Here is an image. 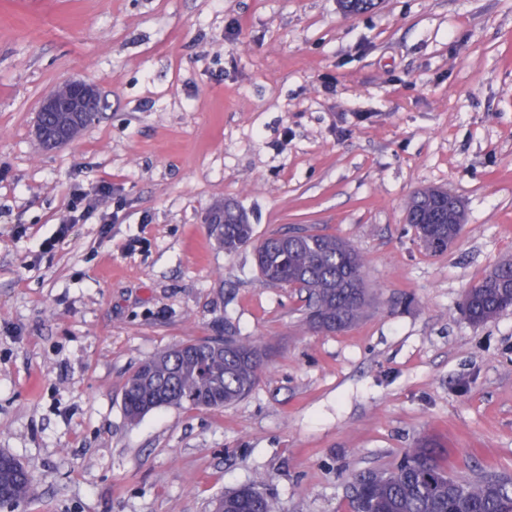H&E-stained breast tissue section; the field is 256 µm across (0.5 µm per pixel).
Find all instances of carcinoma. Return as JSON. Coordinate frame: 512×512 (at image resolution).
Here are the masks:
<instances>
[{
  "mask_svg": "<svg viewBox=\"0 0 512 512\" xmlns=\"http://www.w3.org/2000/svg\"><path fill=\"white\" fill-rule=\"evenodd\" d=\"M408 223L431 254H441L461 235L466 214L458 199L437 213L434 189L410 199ZM224 232L217 241L232 253L252 239V225L231 205L215 212ZM255 246L264 281L293 284L307 297V322L325 331L351 326L369 305L361 278L363 263L352 246L336 235L293 231ZM512 308V259L497 263L474 288L466 306L469 320L484 324ZM265 353L234 336L193 340L143 361L128 378L123 408L131 422L163 407L223 408L248 395L257 383ZM31 470L21 465L0 472V491L18 505L34 492ZM350 507L357 512H512V478L484 472L473 479L455 476L448 458L425 442L411 449L391 472L353 476ZM213 512H275L270 495L259 486H242L218 499Z\"/></svg>",
  "mask_w": 512,
  "mask_h": 512,
  "instance_id": "carcinoma-1",
  "label": "carcinoma"
}]
</instances>
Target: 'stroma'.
Masks as SVG:
<instances>
[{
    "mask_svg": "<svg viewBox=\"0 0 512 512\" xmlns=\"http://www.w3.org/2000/svg\"><path fill=\"white\" fill-rule=\"evenodd\" d=\"M68 79L101 112L47 150L37 107ZM427 187L465 206L441 255L405 220ZM228 202L254 230L234 253L210 233ZM299 228L364 261L345 330L261 279L255 243ZM504 258L512 0H0V451L36 483L16 512H210L250 484L350 512L353 474L425 440L457 476H512V308L460 310ZM230 335L267 352L248 396L127 420L142 360Z\"/></svg>",
    "mask_w": 512,
    "mask_h": 512,
    "instance_id": "obj_1",
    "label": "stroma"
}]
</instances>
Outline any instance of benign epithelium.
Returning a JSON list of instances; mask_svg holds the SVG:
<instances>
[{
  "mask_svg": "<svg viewBox=\"0 0 512 512\" xmlns=\"http://www.w3.org/2000/svg\"><path fill=\"white\" fill-rule=\"evenodd\" d=\"M68 85V97L61 98L52 92L43 98L39 106L35 132L38 139L49 149L70 143L71 137L66 126L48 127L43 124L41 116L47 112H65L70 114L71 121L88 125L98 110V91L92 85L80 80H70Z\"/></svg>",
  "mask_w": 512,
  "mask_h": 512,
  "instance_id": "benign-epithelium-1",
  "label": "benign epithelium"
}]
</instances>
